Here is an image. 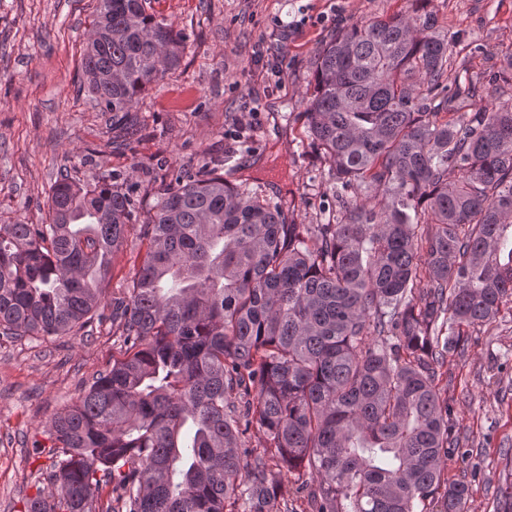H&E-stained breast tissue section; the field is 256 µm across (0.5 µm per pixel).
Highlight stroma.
I'll list each match as a JSON object with an SVG mask.
<instances>
[{
	"label": "stroma",
	"instance_id": "stroma-1",
	"mask_svg": "<svg viewBox=\"0 0 512 512\" xmlns=\"http://www.w3.org/2000/svg\"><path fill=\"white\" fill-rule=\"evenodd\" d=\"M95 5L0 0V224L48 223L47 197L63 170L87 183L125 178L145 221L172 170H198L230 146L225 181L282 204L287 223L337 214L329 165L299 117L314 62L338 28L412 12L413 0H149V12L188 40L179 66L140 95V130L119 145L82 71ZM425 8L459 43L479 45L453 58L449 76L487 81L512 53V0H427ZM146 248L130 230L92 330L41 341L0 336V512H24L49 465L31 461L34 447L47 444L52 418L118 355L110 301L130 287ZM440 373L462 447L448 459V478L468 482L466 512H497L512 485V309Z\"/></svg>",
	"mask_w": 512,
	"mask_h": 512
}]
</instances>
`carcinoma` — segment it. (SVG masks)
I'll use <instances>...</instances> for the list:
<instances>
[{
	"label": "carcinoma",
	"mask_w": 512,
	"mask_h": 512,
	"mask_svg": "<svg viewBox=\"0 0 512 512\" xmlns=\"http://www.w3.org/2000/svg\"><path fill=\"white\" fill-rule=\"evenodd\" d=\"M146 5L97 0L83 57L117 124L187 40ZM456 46L435 15L398 12L318 53L305 134L336 197L358 190L333 224L285 223L218 165L176 176L112 299L122 356L51 421L50 487L25 512H93L103 492L107 512H268L301 468L308 512H465L438 371L512 303V107L448 89ZM48 206L49 224H0L3 336L101 320L135 218L111 174L59 175Z\"/></svg>",
	"instance_id": "obj_1"
}]
</instances>
